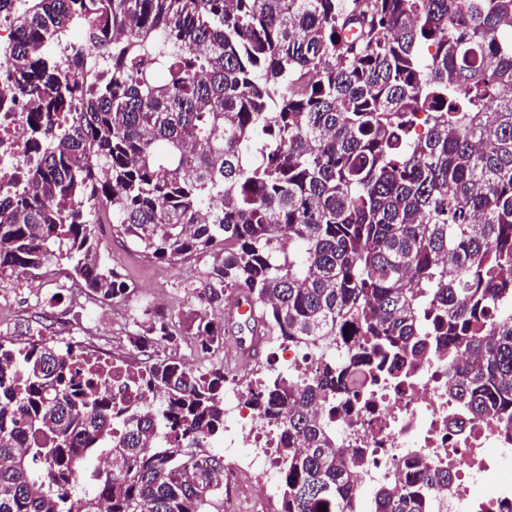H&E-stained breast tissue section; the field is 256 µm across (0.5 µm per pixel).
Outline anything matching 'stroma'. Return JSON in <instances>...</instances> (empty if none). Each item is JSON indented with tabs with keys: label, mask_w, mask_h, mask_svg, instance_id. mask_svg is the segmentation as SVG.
<instances>
[{
	"label": "stroma",
	"mask_w": 512,
	"mask_h": 512,
	"mask_svg": "<svg viewBox=\"0 0 512 512\" xmlns=\"http://www.w3.org/2000/svg\"><path fill=\"white\" fill-rule=\"evenodd\" d=\"M107 245L109 261L130 284L126 298L101 304L93 301V315L81 320L73 316L69 290L44 286L34 293L26 282L0 279V339L17 344L27 339L28 328L44 322L46 333L58 340L82 337L99 352L133 365L144 362L129 336L143 319L144 307L161 306L166 311L186 318L199 308L189 287L201 284L208 260L190 256L173 263L152 261L112 235L111 225L100 228ZM261 481L245 485L229 482L224 491V512H270L274 495L263 494Z\"/></svg>",
	"instance_id": "35a3bbf8"
}]
</instances>
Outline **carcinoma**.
Masks as SVG:
<instances>
[{
    "mask_svg": "<svg viewBox=\"0 0 512 512\" xmlns=\"http://www.w3.org/2000/svg\"><path fill=\"white\" fill-rule=\"evenodd\" d=\"M15 3L0 65L42 147L28 191L0 200V272L60 262L121 298L110 224L157 262L209 257L206 306L234 292L262 335L319 347L304 377L249 380L276 431V512H358L363 459L319 411L365 369L466 355L448 394L512 425V0ZM79 23L75 53L101 51L108 78L62 88L54 45ZM225 333L205 310L181 327L148 310L131 343L191 336L211 357ZM227 380L168 358L116 384L52 338L0 341V512H221ZM450 478L423 457L374 512H428Z\"/></svg>",
    "mask_w": 512,
    "mask_h": 512,
    "instance_id": "obj_1",
    "label": "carcinoma"
}]
</instances>
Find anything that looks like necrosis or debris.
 Returning <instances> with one entry per match:
<instances>
[{
    "mask_svg": "<svg viewBox=\"0 0 512 512\" xmlns=\"http://www.w3.org/2000/svg\"><path fill=\"white\" fill-rule=\"evenodd\" d=\"M36 160L23 95L8 70L0 71V198L22 194ZM449 364L433 359L416 372L378 382L363 381L346 413L326 415L339 444L363 452L359 488L393 483L419 456L453 472L433 496L429 512H512V429L471 418L462 400L448 394ZM239 378L224 388V455L235 478L277 474L275 444L245 403ZM248 455H240V448Z\"/></svg>",
    "mask_w": 512,
    "mask_h": 512,
    "instance_id": "necrosis-or-debris-1",
    "label": "necrosis or debris"
}]
</instances>
